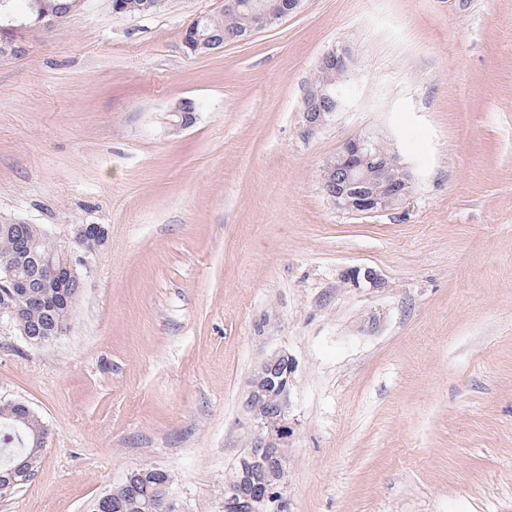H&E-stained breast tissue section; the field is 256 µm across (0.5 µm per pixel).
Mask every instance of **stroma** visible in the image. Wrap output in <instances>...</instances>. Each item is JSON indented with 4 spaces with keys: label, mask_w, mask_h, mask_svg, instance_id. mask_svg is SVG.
Here are the masks:
<instances>
[{
    "label": "stroma",
    "mask_w": 512,
    "mask_h": 512,
    "mask_svg": "<svg viewBox=\"0 0 512 512\" xmlns=\"http://www.w3.org/2000/svg\"><path fill=\"white\" fill-rule=\"evenodd\" d=\"M221 5L86 0L0 56V222L108 230L66 333L36 347L0 323V403L47 429L0 512H91L146 465L173 512H224L248 381L277 352L285 512H512V0H302L187 52ZM341 47L349 92L306 131ZM361 133L414 179L366 216L320 186ZM367 267L378 287L349 280ZM351 67V56L346 49L331 50L321 58L318 69L336 70L337 74L346 75ZM332 95L333 91L328 84L319 87L310 86L307 89L303 98L304 108L302 109L306 131H313L325 125L329 117L342 106V100L336 96L335 101H333ZM325 101L331 103L326 109L320 108L319 111H316L312 107L314 103L322 105Z\"/></svg>",
    "instance_id": "stroma-1"
}]
</instances>
